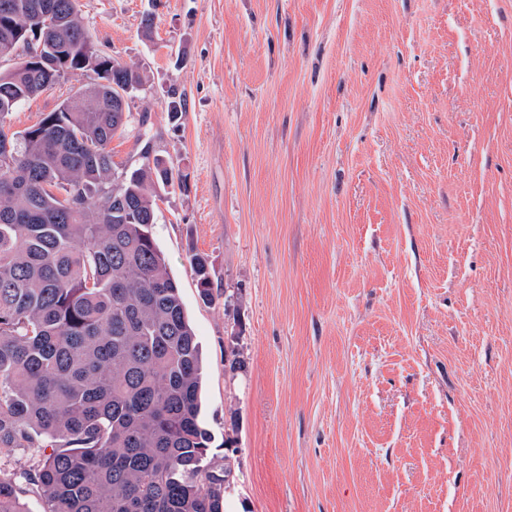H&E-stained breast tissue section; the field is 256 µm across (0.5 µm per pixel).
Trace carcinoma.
<instances>
[{"instance_id": "cac0c4a2", "label": "carcinoma", "mask_w": 512, "mask_h": 512, "mask_svg": "<svg viewBox=\"0 0 512 512\" xmlns=\"http://www.w3.org/2000/svg\"><path fill=\"white\" fill-rule=\"evenodd\" d=\"M0 0V454L41 448L25 475L45 512H224L223 475L204 482L212 435L204 365L180 287L152 234L158 189L182 185L174 161L141 153L118 169L122 102L138 68L94 48L77 0ZM93 73L74 98L11 134L7 118L69 74ZM199 299L214 302L205 256L190 257ZM0 512H27L0 477Z\"/></svg>"}]
</instances>
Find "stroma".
I'll return each mask as SVG.
<instances>
[{"instance_id": "obj_1", "label": "stroma", "mask_w": 512, "mask_h": 512, "mask_svg": "<svg viewBox=\"0 0 512 512\" xmlns=\"http://www.w3.org/2000/svg\"><path fill=\"white\" fill-rule=\"evenodd\" d=\"M79 5L146 76L114 161L147 145L186 180L152 232L202 349L228 512H512V0ZM40 460L0 455L27 512ZM190 266L195 275L199 299L204 304H212L215 300L213 281L206 257L198 253L191 255Z\"/></svg>"}]
</instances>
